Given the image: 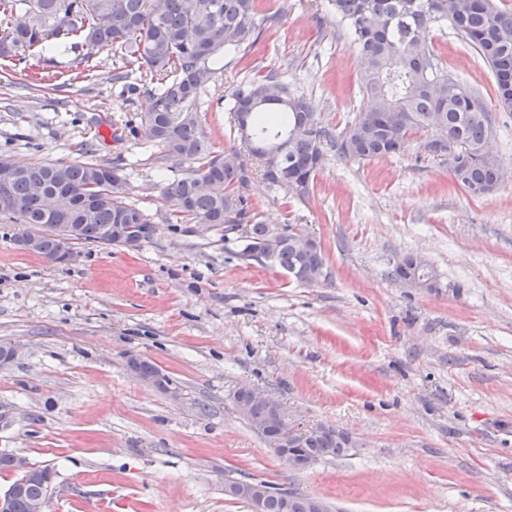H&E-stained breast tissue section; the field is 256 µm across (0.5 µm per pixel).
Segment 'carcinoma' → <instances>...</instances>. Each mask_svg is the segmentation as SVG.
<instances>
[{
  "label": "carcinoma",
  "instance_id": "carcinoma-1",
  "mask_svg": "<svg viewBox=\"0 0 512 512\" xmlns=\"http://www.w3.org/2000/svg\"><path fill=\"white\" fill-rule=\"evenodd\" d=\"M356 46L361 78L360 107L351 123L334 134L321 125L302 94L279 74L250 79L233 90L228 112L233 120L249 113L247 134L253 156L263 163L269 190L307 198L323 168L324 145L348 160L371 161L403 152L414 135H425L424 150L441 157L448 148L432 139L434 125L448 133L456 146L448 171L468 193L491 191L502 178L495 159L486 155L493 116L477 94L448 72L433 47L436 32L449 26L489 65L497 102L512 109V11L497 0H331ZM277 15L262 0H0V63L29 69L34 55L50 54L60 46L89 43L112 51L122 64H144L158 87L149 94L140 117L147 140L165 156L191 166L168 183L165 196L174 213L187 224L244 228L241 254L248 260L267 259L296 282L317 283L324 269L321 244L307 251L291 239L288 226L278 236L249 206L252 172L234 152L216 151L201 128L199 99L219 70L221 55L246 56L262 35L272 30ZM210 183L205 192L198 180ZM128 185L117 165L36 162L20 168L7 192L0 193V222L44 226L58 224L45 196L59 194L67 223L79 225L76 244L110 246L107 225L124 218L128 233L119 246L137 248L149 239L148 216L125 202ZM58 250L57 236L45 234L37 255L50 260ZM400 282L421 288L441 287L434 267L408 255L391 270ZM134 368L154 384L167 388L171 380L146 359ZM234 404H248L244 420L274 449L286 448L314 465L344 455L351 437L331 426L297 432L284 440L283 423L267 404L252 399L251 390L233 393ZM42 480L29 484L11 512H30L32 501L48 498L52 472L40 469ZM265 512H314L313 497L265 484Z\"/></svg>",
  "mask_w": 512,
  "mask_h": 512
}]
</instances>
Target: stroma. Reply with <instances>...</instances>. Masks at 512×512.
I'll use <instances>...</instances> for the list:
<instances>
[{"mask_svg": "<svg viewBox=\"0 0 512 512\" xmlns=\"http://www.w3.org/2000/svg\"><path fill=\"white\" fill-rule=\"evenodd\" d=\"M270 7L276 28L245 58L227 55L198 106L213 146L253 169L228 112L241 81L278 71L333 132L361 101L329 0ZM433 46L493 107L503 182L470 196L416 140L366 162L327 150L304 200L254 178L265 223L320 242L324 277L311 286L245 259L223 227L173 213L164 188L186 165L144 135V67H128L131 95L112 81L111 52L88 45L55 53L56 69L89 55L95 76L58 89L0 66V154L131 168L126 201L155 228L140 247L78 245L54 265L0 224V340L24 348L0 369V450L54 471L47 512H251L225 494L228 473L329 512H512V112L496 109L489 67L451 28ZM408 255L435 267L439 289L392 279ZM133 356L177 395L136 378ZM241 387L265 390L300 429L347 431L352 448L290 468L239 414Z\"/></svg>", "mask_w": 512, "mask_h": 512, "instance_id": "stroma-1", "label": "stroma"}]
</instances>
